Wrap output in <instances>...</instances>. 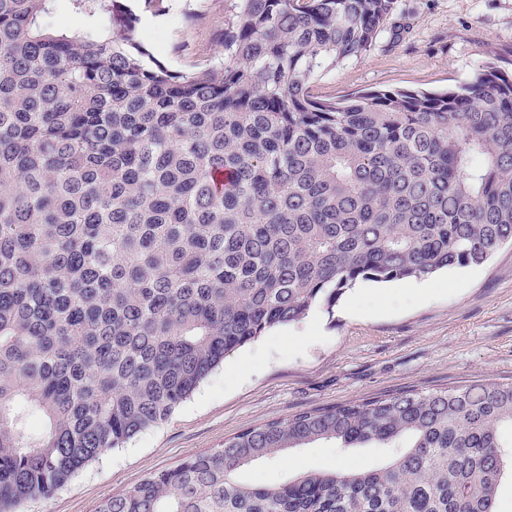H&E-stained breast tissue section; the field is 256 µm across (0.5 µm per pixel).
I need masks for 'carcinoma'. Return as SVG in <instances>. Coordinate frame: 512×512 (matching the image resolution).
Segmentation results:
<instances>
[{
  "instance_id": "cac0c4a2",
  "label": "carcinoma",
  "mask_w": 512,
  "mask_h": 512,
  "mask_svg": "<svg viewBox=\"0 0 512 512\" xmlns=\"http://www.w3.org/2000/svg\"><path fill=\"white\" fill-rule=\"evenodd\" d=\"M0 0V512L162 424L226 354L358 281L512 243V72L314 96L396 0H238L224 58L173 70L126 0ZM394 448L281 485L291 448ZM512 382L271 419L96 512H496Z\"/></svg>"
}]
</instances>
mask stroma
Wrapping results in <instances>:
<instances>
[{
  "label": "stroma",
  "mask_w": 512,
  "mask_h": 512,
  "mask_svg": "<svg viewBox=\"0 0 512 512\" xmlns=\"http://www.w3.org/2000/svg\"><path fill=\"white\" fill-rule=\"evenodd\" d=\"M139 35L158 59L178 68L223 54L224 25L236 0H164L160 14L128 0ZM182 44V58L169 59ZM512 66V0H397L375 46L324 75L322 99L359 91L444 90L487 65ZM478 380H512V246L480 266L421 279L357 282L333 310L273 328L230 352L165 423L107 451L53 495L23 512H96L189 455L274 418L402 391ZM382 448L318 441L242 468L240 480L283 484L311 471L384 464Z\"/></svg>",
  "instance_id": "35a3bbf8"
}]
</instances>
